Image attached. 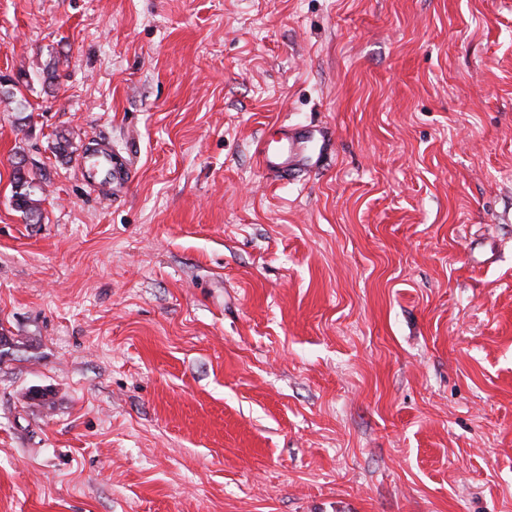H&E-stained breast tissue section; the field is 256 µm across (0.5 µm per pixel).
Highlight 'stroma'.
I'll list each match as a JSON object with an SVG mask.
<instances>
[{"label":"stroma","instance_id":"obj_1","mask_svg":"<svg viewBox=\"0 0 512 512\" xmlns=\"http://www.w3.org/2000/svg\"><path fill=\"white\" fill-rule=\"evenodd\" d=\"M0 78V512H512V0H0ZM329 140L325 133L314 125L284 126L277 145L265 142L261 150L264 171L275 180H294L301 173L318 167ZM91 161L83 167L82 176L98 186L104 194L115 200L128 190V172L132 167L129 154L121 155L104 143H95Z\"/></svg>","mask_w":512,"mask_h":512}]
</instances>
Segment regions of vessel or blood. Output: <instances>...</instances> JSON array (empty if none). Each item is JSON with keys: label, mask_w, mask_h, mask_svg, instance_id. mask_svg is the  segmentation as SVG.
<instances>
[{"label": "vessel or blood", "mask_w": 512, "mask_h": 512, "mask_svg": "<svg viewBox=\"0 0 512 512\" xmlns=\"http://www.w3.org/2000/svg\"><path fill=\"white\" fill-rule=\"evenodd\" d=\"M328 141L325 133L314 125L283 127L276 146H263L261 162L271 178L294 180L301 173L315 169L321 162ZM132 167L130 156L120 154L106 144H94L91 160L82 175L98 186L109 198H117L128 190V172Z\"/></svg>", "instance_id": "b4317fda"}]
</instances>
